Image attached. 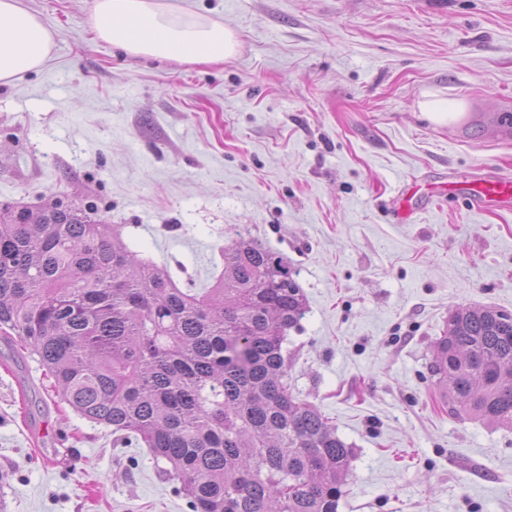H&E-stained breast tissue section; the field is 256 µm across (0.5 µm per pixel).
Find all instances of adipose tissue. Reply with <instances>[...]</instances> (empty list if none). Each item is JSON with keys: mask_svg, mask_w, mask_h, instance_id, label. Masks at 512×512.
Listing matches in <instances>:
<instances>
[{"mask_svg": "<svg viewBox=\"0 0 512 512\" xmlns=\"http://www.w3.org/2000/svg\"><path fill=\"white\" fill-rule=\"evenodd\" d=\"M90 27L98 40L134 57L220 65L239 51L222 20L186 12L169 0H94ZM53 46L51 28L20 0H0V84L39 70Z\"/></svg>", "mask_w": 512, "mask_h": 512, "instance_id": "1", "label": "adipose tissue"}]
</instances>
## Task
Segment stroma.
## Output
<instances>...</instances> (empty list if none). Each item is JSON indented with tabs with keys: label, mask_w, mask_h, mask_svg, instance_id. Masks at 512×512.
Masks as SVG:
<instances>
[{
	"label": "stroma",
	"mask_w": 512,
	"mask_h": 512,
	"mask_svg": "<svg viewBox=\"0 0 512 512\" xmlns=\"http://www.w3.org/2000/svg\"><path fill=\"white\" fill-rule=\"evenodd\" d=\"M20 2L55 47L0 84V204H98L199 293L250 232L307 298L288 388L354 451L338 512H512V430L450 413L429 372L452 309L512 313V210L390 214L415 178H512V129L480 123L512 102V0H175L239 33L213 66L95 40L94 0ZM432 98L462 116L422 120ZM53 384L0 338V512H190Z\"/></svg>",
	"instance_id": "stroma-1"
}]
</instances>
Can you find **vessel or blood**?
I'll use <instances>...</instances> for the list:
<instances>
[{
    "label": "vessel or blood",
    "instance_id": "b4317fda",
    "mask_svg": "<svg viewBox=\"0 0 512 512\" xmlns=\"http://www.w3.org/2000/svg\"><path fill=\"white\" fill-rule=\"evenodd\" d=\"M461 200L472 210L481 211L490 206L512 207V180L490 171L480 176L449 177L441 183H422L411 180L396 200L394 215L409 219L415 209H424L443 198Z\"/></svg>",
    "mask_w": 512,
    "mask_h": 512
}]
</instances>
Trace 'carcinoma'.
Returning <instances> with one entry per match:
<instances>
[{
  "label": "carcinoma",
  "mask_w": 512,
  "mask_h": 512,
  "mask_svg": "<svg viewBox=\"0 0 512 512\" xmlns=\"http://www.w3.org/2000/svg\"><path fill=\"white\" fill-rule=\"evenodd\" d=\"M121 229L94 205L0 206V330L78 415L164 460L191 512H337L352 452L288 389V260L239 233L199 294ZM431 355L450 411L512 428L511 313L454 310Z\"/></svg>",
  "instance_id": "cac0c4a2"
}]
</instances>
